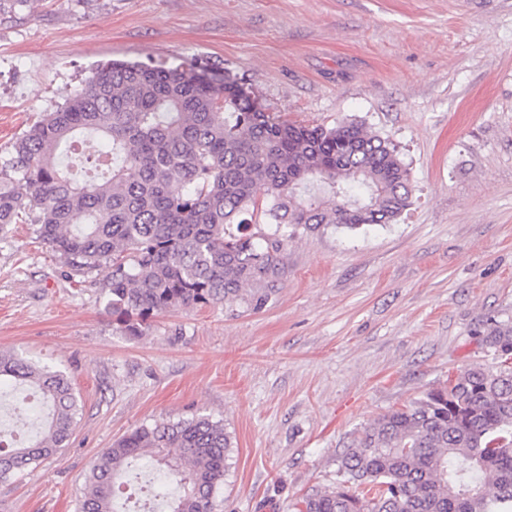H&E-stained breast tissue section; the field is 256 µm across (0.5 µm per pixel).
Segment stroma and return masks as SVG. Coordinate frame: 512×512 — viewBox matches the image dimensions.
<instances>
[{
	"label": "stroma",
	"instance_id": "1",
	"mask_svg": "<svg viewBox=\"0 0 512 512\" xmlns=\"http://www.w3.org/2000/svg\"><path fill=\"white\" fill-rule=\"evenodd\" d=\"M194 65L297 124L356 119L410 172L395 223L298 231L261 309L116 330L106 273L33 225L0 236V350L66 373V448L0 482V512H76L91 461L203 414L233 440L214 512H294L362 427L482 361L512 321V0H31L0 14V153L97 64Z\"/></svg>",
	"mask_w": 512,
	"mask_h": 512
}]
</instances>
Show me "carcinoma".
Instances as JSON below:
<instances>
[{
    "mask_svg": "<svg viewBox=\"0 0 512 512\" xmlns=\"http://www.w3.org/2000/svg\"><path fill=\"white\" fill-rule=\"evenodd\" d=\"M83 141L112 158L87 153L80 181L59 156ZM411 200L397 146L363 124L299 126L236 79L184 67L109 61L0 156V233L34 224L68 266L107 269L126 336L180 308H259L288 237L391 224ZM479 336L487 362L367 426L296 512H512V324ZM17 386L37 396L36 432L0 440L1 481L66 447L79 410L64 372L0 351V395ZM231 450L208 415L139 427L93 462L79 512H128L118 493L145 477L164 512H213Z\"/></svg>",
    "mask_w": 512,
    "mask_h": 512,
    "instance_id": "1",
    "label": "carcinoma"
}]
</instances>
